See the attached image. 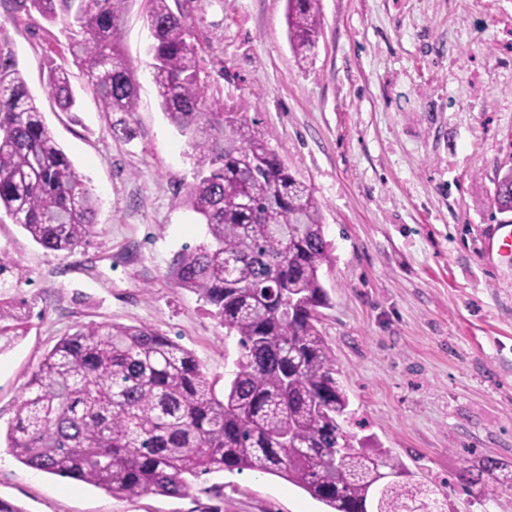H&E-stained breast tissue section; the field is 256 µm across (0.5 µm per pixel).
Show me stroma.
Instances as JSON below:
<instances>
[{"instance_id":"35a3bbf8","label":"stroma","mask_w":512,"mask_h":512,"mask_svg":"<svg viewBox=\"0 0 512 512\" xmlns=\"http://www.w3.org/2000/svg\"><path fill=\"white\" fill-rule=\"evenodd\" d=\"M209 102L257 122L322 205L333 261L319 330L349 400L345 429L448 493V512H512V490L463 479L512 465V256L495 184L512 169V0H321L307 63L290 48L285 0H174ZM143 0L118 35L138 84L132 142L113 137L75 68L62 23L0 0L13 53L56 141L100 199L90 246L50 252L0 216V302L24 334L0 353V426L58 340L90 323L144 325L224 381L237 345L166 274L205 227L185 204L187 137L161 110ZM71 71L80 107L46 89ZM0 497L23 512H324L282 478L224 471L189 495L115 497L28 468L0 445ZM47 89L63 112H73L76 108V97L68 70L58 66L51 67L47 74Z\"/></svg>"}]
</instances>
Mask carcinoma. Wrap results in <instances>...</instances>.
<instances>
[{
  "label": "carcinoma",
  "mask_w": 512,
  "mask_h": 512,
  "mask_svg": "<svg viewBox=\"0 0 512 512\" xmlns=\"http://www.w3.org/2000/svg\"><path fill=\"white\" fill-rule=\"evenodd\" d=\"M14 2L62 21L112 134L134 139L127 117L137 90L115 39L129 0ZM145 2L161 108L191 139L196 177L186 201L205 225L204 240L183 249L171 275L237 338L235 370L218 392L192 352L156 329L82 325L31 372L6 447L28 468L117 497H182L204 474L249 470L288 481L326 512H406L432 498L446 512L447 492L413 481L388 450L355 447L343 429L349 399L317 327L329 303L321 271L332 262L320 203L256 122L211 111L186 22L169 0ZM286 23L293 53L307 59L320 0H286ZM47 89L62 111L76 108L68 70L50 68ZM494 200L512 213V169ZM97 210L0 45V211L43 249L70 253L95 237ZM18 321L0 302V353L18 339ZM482 471L512 489L504 463L488 459Z\"/></svg>",
  "instance_id": "cac0c4a2"
}]
</instances>
